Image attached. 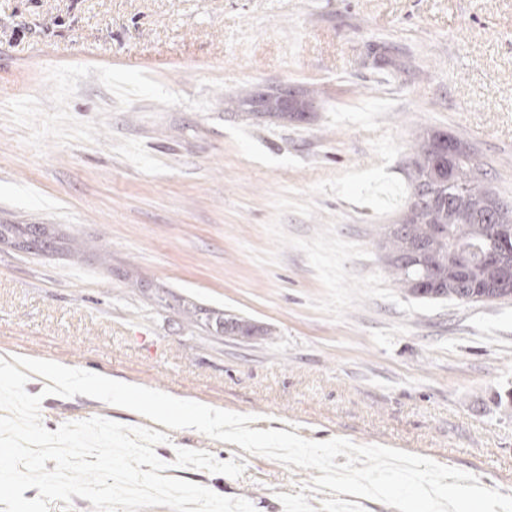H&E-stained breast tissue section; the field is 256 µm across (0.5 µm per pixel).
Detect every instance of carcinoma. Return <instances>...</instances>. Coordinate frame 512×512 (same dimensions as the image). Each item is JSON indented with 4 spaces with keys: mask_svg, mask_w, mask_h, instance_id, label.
Returning <instances> with one entry per match:
<instances>
[{
    "mask_svg": "<svg viewBox=\"0 0 512 512\" xmlns=\"http://www.w3.org/2000/svg\"><path fill=\"white\" fill-rule=\"evenodd\" d=\"M294 91L258 96L257 102L266 113L288 116L283 107L289 103ZM411 178L410 202L423 192H435L441 199L437 208L431 209L432 219L423 217L397 229L386 227L383 231L382 259L404 292L426 301L451 300L456 302L485 303L512 299L511 294L494 297L483 296L475 283L465 278L457 286L448 285V279L439 280L431 272L429 258L450 259L463 249L475 266L483 264L493 245L486 238L485 225L495 223L491 213L477 214L481 196L487 192L483 171L474 162L470 151L448 166L447 159L432 150L424 141L419 142L409 160ZM451 173L452 189L440 188L436 175ZM0 243L10 244L20 250L53 253L63 248L61 237L47 224H0ZM420 243L426 253L415 258L409 255V246ZM225 333L236 336H264L267 331L242 319L230 318L222 322Z\"/></svg>",
    "mask_w": 512,
    "mask_h": 512,
    "instance_id": "obj_1",
    "label": "carcinoma"
}]
</instances>
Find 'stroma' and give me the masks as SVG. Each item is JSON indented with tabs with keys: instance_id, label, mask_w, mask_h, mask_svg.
<instances>
[{
	"instance_id": "1",
	"label": "stroma",
	"mask_w": 512,
	"mask_h": 512,
	"mask_svg": "<svg viewBox=\"0 0 512 512\" xmlns=\"http://www.w3.org/2000/svg\"><path fill=\"white\" fill-rule=\"evenodd\" d=\"M304 90L302 119L251 93ZM468 142L512 204V0H0V354L431 458L512 495V300L404 293L380 259L423 135ZM196 304L214 321H190ZM246 318L254 338L217 320ZM49 431L149 419L78 395ZM180 448L242 477L175 466ZM170 476L284 512L313 470L195 430ZM61 239L48 224H0V243L27 252H57L64 249Z\"/></svg>"
}]
</instances>
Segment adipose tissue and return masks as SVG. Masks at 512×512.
<instances>
[{
    "label": "adipose tissue",
    "instance_id": "adipose-tissue-1",
    "mask_svg": "<svg viewBox=\"0 0 512 512\" xmlns=\"http://www.w3.org/2000/svg\"><path fill=\"white\" fill-rule=\"evenodd\" d=\"M27 369L35 377L53 383L63 390H94L100 401L108 403L122 398L142 409H149L150 398L143 390H124L113 383L110 376L99 374L93 377L72 368L48 360L28 363Z\"/></svg>",
    "mask_w": 512,
    "mask_h": 512
}]
</instances>
